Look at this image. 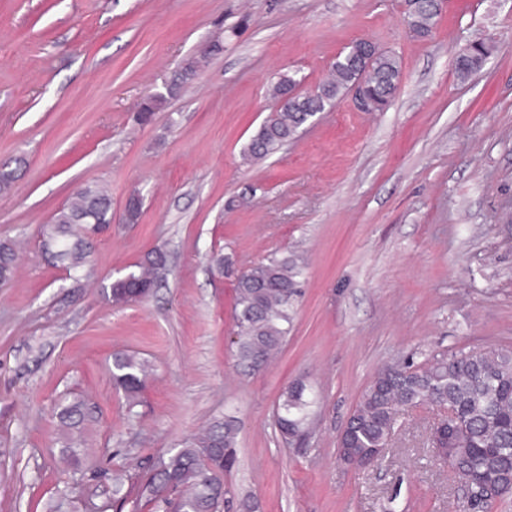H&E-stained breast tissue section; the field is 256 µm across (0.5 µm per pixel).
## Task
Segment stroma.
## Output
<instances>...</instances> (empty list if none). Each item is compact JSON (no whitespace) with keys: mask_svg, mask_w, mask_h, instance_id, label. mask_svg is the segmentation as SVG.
Wrapping results in <instances>:
<instances>
[{"mask_svg":"<svg viewBox=\"0 0 512 512\" xmlns=\"http://www.w3.org/2000/svg\"><path fill=\"white\" fill-rule=\"evenodd\" d=\"M197 78L148 123L136 119L213 39ZM368 39L401 61L382 112L352 95L278 151H241L282 75L319 84ZM494 50L468 81L456 47ZM0 241L17 269L0 286V512H165L113 492L200 429L237 421L225 480L241 512H456L447 466L427 441L440 408L401 411L389 450L358 470L340 432L377 371L412 354L512 348V0H443L425 38L405 0H0ZM86 185L108 189L112 222L77 270L41 229ZM143 206L125 221L131 193ZM158 251L150 297L113 304L109 286ZM288 256L303 268L276 358L237 366L234 284ZM130 354L150 376L136 408L112 380ZM297 380L320 397L305 447L274 412ZM80 411L62 423L59 411Z\"/></svg>","mask_w":512,"mask_h":512,"instance_id":"1","label":"stroma"}]
</instances>
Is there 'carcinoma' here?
Returning <instances> with one entry per match:
<instances>
[{
  "label": "carcinoma",
  "instance_id": "carcinoma-1",
  "mask_svg": "<svg viewBox=\"0 0 512 512\" xmlns=\"http://www.w3.org/2000/svg\"><path fill=\"white\" fill-rule=\"evenodd\" d=\"M438 10L431 0H413L407 24L427 36L436 24ZM493 46L482 39L466 44L455 62L457 78L464 82L480 71ZM198 62H188L171 79L166 93L153 94L139 103L138 121L146 123L170 96L197 75ZM401 75L398 58L379 50L366 53L361 41L349 46L330 67V78L320 95L301 94L287 109L268 117L243 149V159L262 160L277 151L342 94L363 79L365 95L384 110L391 103ZM111 197L107 190L88 185L44 225L43 245L56 248V256L70 269L84 266L94 226L109 223ZM12 245L0 241V270L15 272ZM163 257L156 254L110 285L116 304L141 301L155 286V270ZM302 268L293 258H271L251 266L235 284L233 341L238 364L254 370L266 363L288 336L292 324L291 301ZM148 376L147 365L131 355L113 359L112 380L123 390L128 409L138 403ZM315 394L302 381L281 392L276 428L280 437L302 445L312 434ZM425 405L443 406L452 417L437 422L431 431L433 448L450 449L452 464L467 477V490L457 507L464 512H487L512 495V349L492 348L474 352L459 349L430 355L417 366L391 365L380 369L365 389L340 435L337 457L348 458L358 469L377 462L376 449L394 433L400 411ZM238 430L234 420L215 421L207 430L172 448L150 470L137 488V496L174 504V512H221L229 489L224 472L236 462Z\"/></svg>",
  "mask_w": 512,
  "mask_h": 512
}]
</instances>
